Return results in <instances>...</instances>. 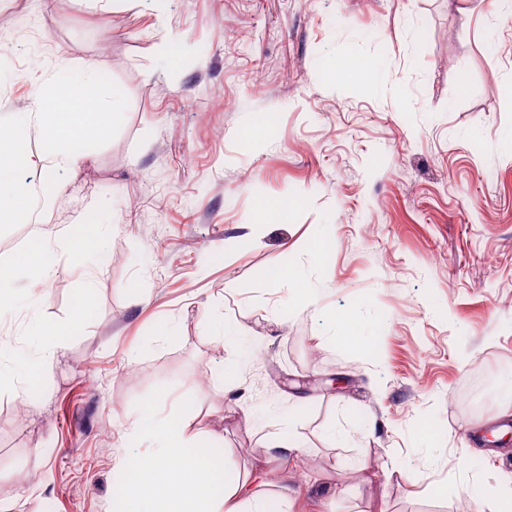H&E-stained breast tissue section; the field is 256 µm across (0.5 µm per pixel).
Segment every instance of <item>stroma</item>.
I'll return each instance as SVG.
<instances>
[{
	"mask_svg": "<svg viewBox=\"0 0 512 512\" xmlns=\"http://www.w3.org/2000/svg\"><path fill=\"white\" fill-rule=\"evenodd\" d=\"M68 3L0 0L32 58L0 54V117L26 118L42 154L43 80L88 63L129 104L77 166L28 167L37 208L0 235V512H115L154 444L125 426L150 405L224 472L265 464L260 496L301 490L293 512H497L512 447L472 436L512 411V17L491 0ZM359 62L373 80L337 79ZM283 202L287 221L261 223ZM42 224L47 275L21 261ZM283 438L288 481L268 460Z\"/></svg>",
	"mask_w": 512,
	"mask_h": 512,
	"instance_id": "1",
	"label": "stroma"
}]
</instances>
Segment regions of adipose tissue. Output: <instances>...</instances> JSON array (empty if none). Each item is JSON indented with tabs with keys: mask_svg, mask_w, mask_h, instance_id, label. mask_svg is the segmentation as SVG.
<instances>
[{
	"mask_svg": "<svg viewBox=\"0 0 512 512\" xmlns=\"http://www.w3.org/2000/svg\"><path fill=\"white\" fill-rule=\"evenodd\" d=\"M131 428L152 432L155 445L139 450L133 477L115 488V497L135 503L150 492L164 500L165 512H244L247 503L253 504V512H288L287 492L265 500L246 480L225 479L223 494L214 496L212 486L205 481L212 464L182 420L159 425L153 411L148 410Z\"/></svg>",
	"mask_w": 512,
	"mask_h": 512,
	"instance_id": "1",
	"label": "adipose tissue"
}]
</instances>
